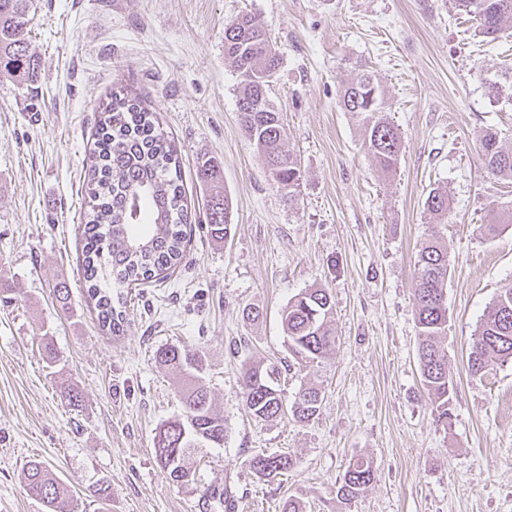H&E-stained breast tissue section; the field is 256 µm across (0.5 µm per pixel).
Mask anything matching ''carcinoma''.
<instances>
[{"label":"carcinoma","instance_id":"obj_1","mask_svg":"<svg viewBox=\"0 0 512 512\" xmlns=\"http://www.w3.org/2000/svg\"><path fill=\"white\" fill-rule=\"evenodd\" d=\"M28 0H0V57L13 71L35 77L24 26ZM454 7L477 20L478 33L495 40L512 28V0H452ZM224 55L239 77L237 100L242 126L258 153L265 157L270 176L293 199L304 175L297 159L286 150V131L279 113L266 95L268 77L280 65V56L255 20L243 16L224 27ZM348 81L337 103L359 119L363 147L376 167L391 171L404 147V137L389 121L384 87L375 72L359 59L348 58ZM156 116L128 95L114 92L98 114L97 143L87 169L90 209L83 225V274L89 297L95 301L102 329L113 335L124 331L122 308L127 296L121 287L148 280L181 262L188 220L176 147L156 128ZM485 169L494 179H512V146L497 133L483 131L478 138ZM425 206L438 223L448 219V193L431 190ZM207 228L215 240L230 234L229 202L215 193L206 205ZM413 306L418 328V358L424 389L437 404L439 418L448 417L453 378L439 339L448 328V250L433 233L417 253ZM117 284L114 291L110 285ZM331 296L325 288H309L292 298L282 313L288 350L298 362L321 367L335 350ZM157 360L185 373L184 417L166 422L154 437V454L174 483L191 477L186 459L206 441L224 444V419L212 411L210 392L202 378L188 372L197 366L195 352L177 345L161 347ZM512 362V286L502 289L486 307L468 354L471 376L483 377L498 365ZM272 371L251 366L243 374V399L256 418L270 420L289 413L300 423L319 413L322 390L303 385L293 400L285 401L272 385ZM251 472L274 479L293 466L286 454L257 453L247 460ZM374 481L365 460L350 463L336 496L351 502ZM26 491L42 501L45 512H74V500L56 474L33 460L24 470Z\"/></svg>","mask_w":512,"mask_h":512}]
</instances>
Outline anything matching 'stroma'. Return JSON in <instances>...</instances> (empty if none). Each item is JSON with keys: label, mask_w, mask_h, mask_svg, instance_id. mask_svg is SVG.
Masks as SVG:
<instances>
[{"label": "stroma", "mask_w": 512, "mask_h": 512, "mask_svg": "<svg viewBox=\"0 0 512 512\" xmlns=\"http://www.w3.org/2000/svg\"><path fill=\"white\" fill-rule=\"evenodd\" d=\"M245 14L281 57L268 94L304 172L292 202L237 109L224 27ZM29 17L34 81L0 67V512H45L24 489L33 460L77 512H225L205 500L211 486L231 488L235 512H281L290 495L306 512H512V362L480 379L467 369L484 309L512 285V180L488 178L478 144L489 128L512 144V100L485 85L512 65V36L476 35L449 0H31ZM349 57L377 72L404 135L391 175L337 105ZM118 86L173 140L189 224L181 263L129 288L115 336L84 287L80 226L96 109ZM206 160L231 206L223 242L206 231L209 189L195 177ZM436 187L450 199L442 225L425 208ZM483 224L503 230L488 237ZM435 231L450 262L445 419L422 384L413 312L416 254ZM314 287L329 290L336 328L317 369L292 358L281 325L289 300ZM250 306L260 321L244 318ZM166 345L197 352L227 427L223 445L191 457L183 484L153 453L158 427L184 411L179 375L155 360ZM258 363L278 367L284 399L320 385L318 416L249 413L242 376ZM69 387L81 407L65 404ZM260 450L294 465L259 478L245 461ZM359 458L375 479L342 503L336 488Z\"/></svg>", "instance_id": "obj_1"}]
</instances>
